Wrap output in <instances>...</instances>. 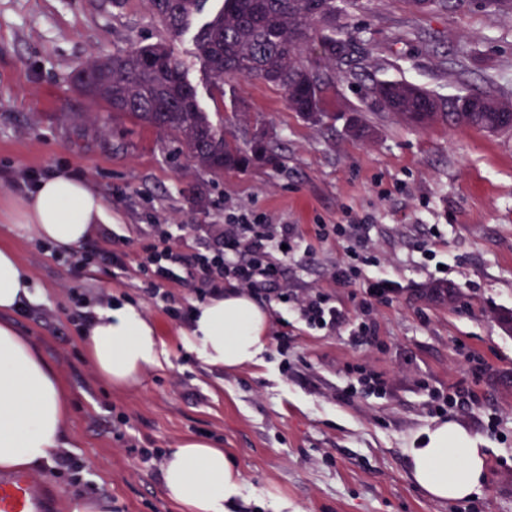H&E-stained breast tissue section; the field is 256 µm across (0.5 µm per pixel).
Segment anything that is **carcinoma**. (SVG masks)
I'll return each instance as SVG.
<instances>
[{"label": "carcinoma", "mask_w": 512, "mask_h": 512, "mask_svg": "<svg viewBox=\"0 0 512 512\" xmlns=\"http://www.w3.org/2000/svg\"><path fill=\"white\" fill-rule=\"evenodd\" d=\"M203 0H148L150 9L171 36L181 34ZM421 13L463 8L466 0H409ZM336 0H223V6L206 27L198 50L204 66L222 90L224 77L257 78L279 87L290 108L304 114L324 101L336 72L359 76V61L349 52L336 58V37L322 40L324 64L310 68L301 52L323 26L336 32ZM77 86L114 112L128 113L141 123L169 132L184 146L194 165L220 174L273 159L264 147L240 145L212 123L184 67L163 44L92 58L78 69ZM371 91L389 96L387 107L407 125H432L442 116L485 131H493L500 112H461L468 98L493 99L494 84L456 98L454 112L436 111L434 95L405 82L375 81Z\"/></svg>", "instance_id": "1"}]
</instances>
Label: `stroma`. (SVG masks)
Here are the masks:
<instances>
[{
  "mask_svg": "<svg viewBox=\"0 0 512 512\" xmlns=\"http://www.w3.org/2000/svg\"><path fill=\"white\" fill-rule=\"evenodd\" d=\"M342 35L364 49V76L337 74L327 114L293 112L270 83L229 78L213 88L197 55L202 31L221 8L204 0L180 36L166 34L147 0H0V195L17 196L24 173L68 168L95 186L112 212L91 245L136 254L141 225L220 224L225 205L263 212L309 232L369 213L377 265L340 286L329 271L345 242L313 241L287 259L296 292L319 290L349 320L355 299L385 276L392 291L372 302L378 335L353 347L348 328H310L265 300L271 338L257 367L228 373L202 365L182 343L184 321L148 300L133 270L55 261L31 236L0 223L46 298L12 314L70 391L69 453L77 468L35 471L60 491L59 512L95 503L99 512H180L163 495L161 471L112 436L111 412L128 435L168 449L209 439L237 463L248 500L232 512H512V131L488 133L445 119L414 128L370 96L373 80L405 81L449 98L499 81L512 98V16L484 0L419 13L406 0H337ZM155 43L183 61L211 121L239 143L268 130L278 161L213 175L193 168L176 139L82 95L76 70L89 59ZM363 118L370 137L347 131ZM454 299H422L436 281ZM77 289L70 297L68 289ZM135 305L154 321L170 364L142 388L118 391L91 367L80 331L95 297ZM286 333L287 346L276 335ZM383 375L385 392L356 390L360 371ZM462 382L479 400L446 418L488 452L479 493L431 499L411 479L407 450L433 425L431 389Z\"/></svg>",
  "mask_w": 512,
  "mask_h": 512,
  "instance_id": "1",
  "label": "stroma"
}]
</instances>
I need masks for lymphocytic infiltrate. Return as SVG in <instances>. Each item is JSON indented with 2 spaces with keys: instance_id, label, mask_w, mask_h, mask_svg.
Returning <instances> with one entry per match:
<instances>
[{
  "instance_id": "1",
  "label": "lymphocytic infiltrate",
  "mask_w": 512,
  "mask_h": 512,
  "mask_svg": "<svg viewBox=\"0 0 512 512\" xmlns=\"http://www.w3.org/2000/svg\"><path fill=\"white\" fill-rule=\"evenodd\" d=\"M369 222L365 216L345 225H316L317 238L341 236L351 241L344 259L330 271L334 283H349L363 266L375 265L366 235ZM202 233L207 244L187 248L174 244L168 225L155 223L149 225L147 240L135 258L99 248L94 254L105 266L123 269L128 263H135L144 277L142 290L151 298L164 296L168 282L176 275L202 299L222 295L228 288L249 294L272 292L309 326L329 333L345 326L355 346L372 342L376 335L374 321L366 318L349 324L345 312L329 295L290 289L282 259L288 254L297 255L302 249V236L296 225L274 224L266 214L230 208L224 213L223 226H208Z\"/></svg>"
}]
</instances>
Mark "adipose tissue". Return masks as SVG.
<instances>
[{
    "instance_id": "ef3b65f1",
    "label": "adipose tissue",
    "mask_w": 512,
    "mask_h": 512,
    "mask_svg": "<svg viewBox=\"0 0 512 512\" xmlns=\"http://www.w3.org/2000/svg\"><path fill=\"white\" fill-rule=\"evenodd\" d=\"M111 219L100 192L65 169L0 202V221L60 253L74 251ZM41 299L17 254L0 247V470L6 472L50 463L66 445L69 391L34 342L7 319L23 303ZM269 323L266 307L228 290L196 306L183 339L204 364L233 371L259 364ZM81 334L95 371L118 390L140 387L149 372L169 363L155 325L125 302L94 308ZM408 455L413 482L437 501L467 499L485 478V452L452 422L426 429ZM162 489L181 512H227L245 497L239 468L204 438H187L168 450Z\"/></svg>"
}]
</instances>
